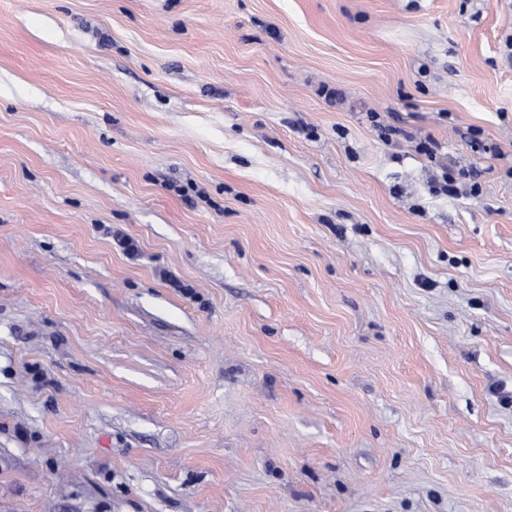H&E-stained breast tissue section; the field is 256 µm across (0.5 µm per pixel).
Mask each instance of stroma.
I'll use <instances>...</instances> for the list:
<instances>
[{
    "label": "stroma",
    "instance_id": "stroma-1",
    "mask_svg": "<svg viewBox=\"0 0 512 512\" xmlns=\"http://www.w3.org/2000/svg\"><path fill=\"white\" fill-rule=\"evenodd\" d=\"M0 512H512V0H0Z\"/></svg>",
    "mask_w": 512,
    "mask_h": 512
}]
</instances>
